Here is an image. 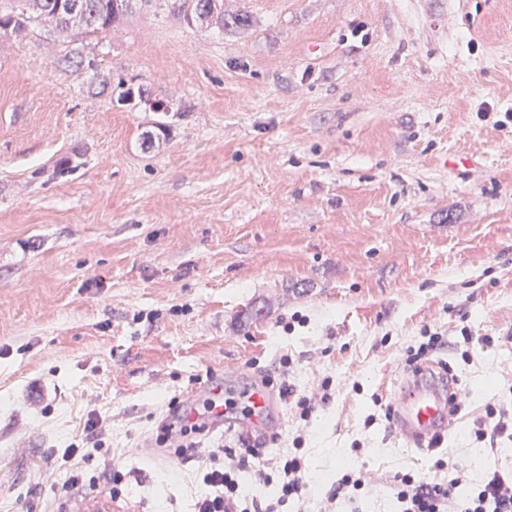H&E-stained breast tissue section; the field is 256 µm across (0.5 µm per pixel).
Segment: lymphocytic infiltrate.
I'll list each match as a JSON object with an SVG mask.
<instances>
[{
  "label": "lymphocytic infiltrate",
  "instance_id": "f902f5d3",
  "mask_svg": "<svg viewBox=\"0 0 512 512\" xmlns=\"http://www.w3.org/2000/svg\"><path fill=\"white\" fill-rule=\"evenodd\" d=\"M331 389L332 381L326 377L316 393L297 398L290 385H281L280 398L293 400L296 417L301 422L302 432L294 438L292 448L276 458L268 457L260 441L243 443L234 450L225 449L223 463L211 467L202 476L205 491L196 504L197 512H228L233 506L240 507L241 512H281L291 503L304 505L308 495L306 461L302 453L304 433L309 430L318 408L330 400ZM470 434L500 455L512 457L511 411L488 404ZM443 445L440 438L432 444L438 452L433 473L394 475L396 512H512V468L486 472L482 483L461 499L457 490L467 482L466 469L442 454ZM245 470L255 482L275 484V496L262 503L251 499L238 479L239 473Z\"/></svg>",
  "mask_w": 512,
  "mask_h": 512
}]
</instances>
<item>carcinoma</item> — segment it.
<instances>
[{"label": "carcinoma", "mask_w": 512, "mask_h": 512, "mask_svg": "<svg viewBox=\"0 0 512 512\" xmlns=\"http://www.w3.org/2000/svg\"><path fill=\"white\" fill-rule=\"evenodd\" d=\"M85 3L89 17L85 23L76 24L49 8L50 0H0V36H17L33 24L51 30L63 38L106 34L129 13L133 0H85ZM194 11L211 19V23L222 30L230 26L237 29L251 26V16L245 11L224 13V0H194ZM60 63L64 70L70 69L87 79L94 78L97 70L93 59L86 62L75 61L66 55Z\"/></svg>", "instance_id": "carcinoma-1"}]
</instances>
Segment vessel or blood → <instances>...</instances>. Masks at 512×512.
<instances>
[{"instance_id":"vessel-or-blood-1","label":"vessel or blood","mask_w":512,"mask_h":512,"mask_svg":"<svg viewBox=\"0 0 512 512\" xmlns=\"http://www.w3.org/2000/svg\"><path fill=\"white\" fill-rule=\"evenodd\" d=\"M454 382L440 373L436 365H427L403 382L397 402L392 407L391 425L394 432L408 444L424 447L450 429L453 423L450 395ZM205 405L187 398L180 407L182 416L190 420L205 419L213 427L234 429L237 420L225 405L234 399L244 409L249 429L259 435L268 434L270 415L278 406L274 394L261 384L238 391L228 380L216 378L205 388Z\"/></svg>"}]
</instances>
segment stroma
Listing matches in <instances>:
<instances>
[{
  "label": "stroma",
  "mask_w": 512,
  "mask_h": 512,
  "mask_svg": "<svg viewBox=\"0 0 512 512\" xmlns=\"http://www.w3.org/2000/svg\"><path fill=\"white\" fill-rule=\"evenodd\" d=\"M244 31L137 0L111 33L0 37V512H193L211 448H151L171 401L215 376L331 378L306 438L316 501L394 512L432 468L384 417L424 332L494 337L463 362L453 458L512 407V0H224ZM95 60L87 80L58 67ZM133 99L121 101L125 90ZM288 358V373L279 362ZM104 446L65 491L64 448ZM362 454H355L354 443ZM363 468H351L334 482L319 511L335 512L336 501L340 498H347L351 501L355 500L356 493L366 487L370 478L367 471H364Z\"/></svg>",
  "instance_id": "1"
}]
</instances>
